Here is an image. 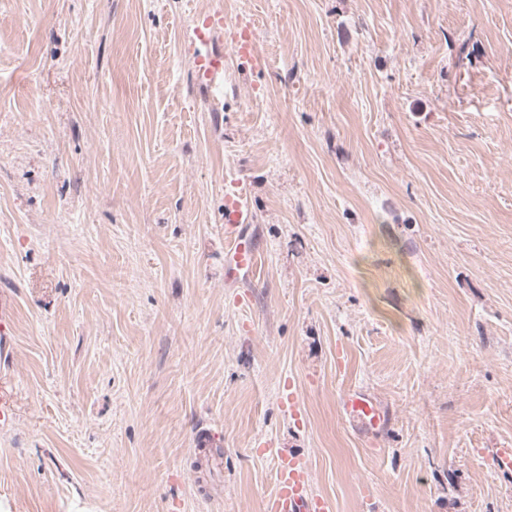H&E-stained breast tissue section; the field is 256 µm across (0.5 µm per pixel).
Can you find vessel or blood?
<instances>
[{"mask_svg": "<svg viewBox=\"0 0 512 512\" xmlns=\"http://www.w3.org/2000/svg\"><path fill=\"white\" fill-rule=\"evenodd\" d=\"M224 27L220 12L205 15L188 38L196 53L197 78L206 94L218 89L224 76V56L211 44ZM252 212L243 193L230 190L224 195V232L231 271L252 272L258 263V252L240 229L251 223ZM341 408L350 419L371 430L384 427L386 416L376 401L362 390H351L341 399ZM269 512H333L327 497L313 493L308 484L307 468L299 456L278 455L275 489L268 500Z\"/></svg>", "mask_w": 512, "mask_h": 512, "instance_id": "obj_1", "label": "vessel or blood"}]
</instances>
